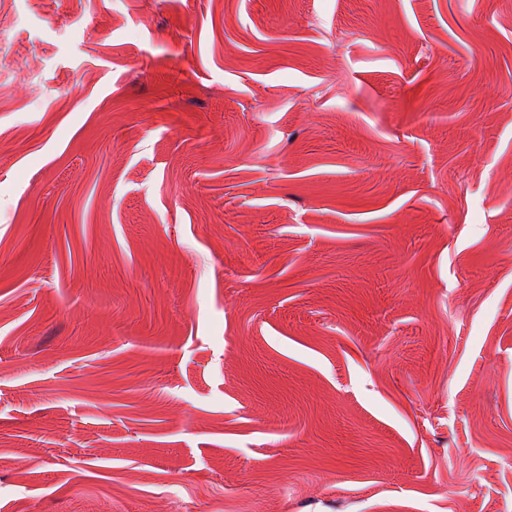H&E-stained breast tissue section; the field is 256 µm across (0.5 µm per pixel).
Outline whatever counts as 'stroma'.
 I'll return each mask as SVG.
<instances>
[{"mask_svg":"<svg viewBox=\"0 0 512 512\" xmlns=\"http://www.w3.org/2000/svg\"><path fill=\"white\" fill-rule=\"evenodd\" d=\"M0 512H512V0H0Z\"/></svg>","mask_w":512,"mask_h":512,"instance_id":"1","label":"stroma"}]
</instances>
